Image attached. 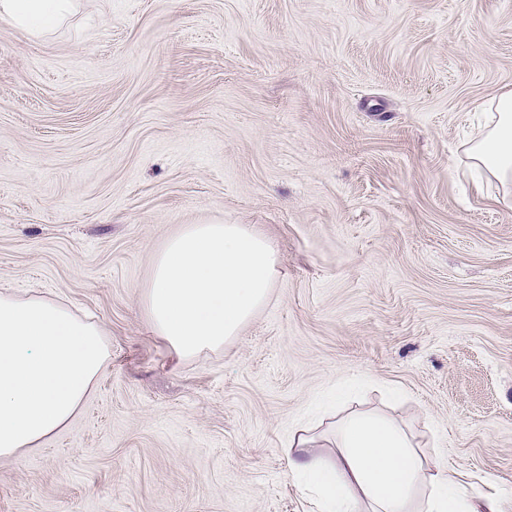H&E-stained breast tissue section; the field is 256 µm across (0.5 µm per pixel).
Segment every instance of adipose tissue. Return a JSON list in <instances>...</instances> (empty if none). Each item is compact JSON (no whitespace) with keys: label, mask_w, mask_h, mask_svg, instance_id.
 Listing matches in <instances>:
<instances>
[{"label":"adipose tissue","mask_w":512,"mask_h":512,"mask_svg":"<svg viewBox=\"0 0 512 512\" xmlns=\"http://www.w3.org/2000/svg\"><path fill=\"white\" fill-rule=\"evenodd\" d=\"M76 10V0H0V18L46 36ZM488 119L469 147L474 167L512 190V90L486 106ZM111 351L99 325L67 305L0 293V458L58 433L75 415ZM336 452L314 449L310 429L289 443L288 468L319 497L322 512H501L475 494L447 463L428 460L394 419L353 411L327 427Z\"/></svg>","instance_id":"obj_1"}]
</instances>
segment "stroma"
Segmentation results:
<instances>
[{
    "instance_id": "obj_1",
    "label": "stroma",
    "mask_w": 512,
    "mask_h": 512,
    "mask_svg": "<svg viewBox=\"0 0 512 512\" xmlns=\"http://www.w3.org/2000/svg\"><path fill=\"white\" fill-rule=\"evenodd\" d=\"M512 90V0H78L0 18V289L112 352L58 434L0 460V512H318L288 440L352 409L512 512V202L465 149ZM282 267L223 349L142 306L187 224ZM75 0H1L0 18L35 37L47 36L76 10Z\"/></svg>"
}]
</instances>
